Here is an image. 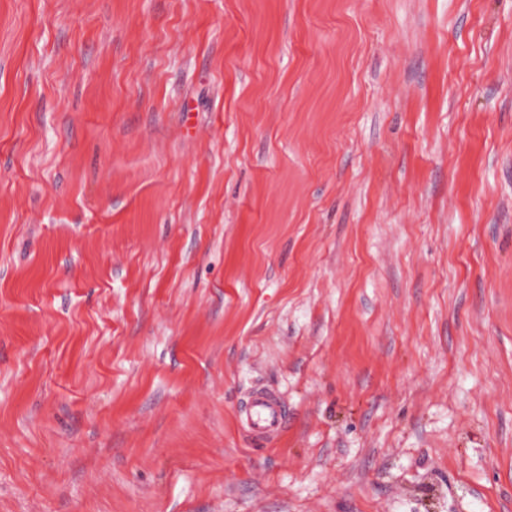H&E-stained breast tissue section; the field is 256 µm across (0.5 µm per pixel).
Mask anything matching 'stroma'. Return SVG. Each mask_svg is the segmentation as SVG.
I'll list each match as a JSON object with an SVG mask.
<instances>
[{"label":"stroma","mask_w":512,"mask_h":512,"mask_svg":"<svg viewBox=\"0 0 512 512\" xmlns=\"http://www.w3.org/2000/svg\"><path fill=\"white\" fill-rule=\"evenodd\" d=\"M0 512H512V0H0ZM242 425L252 434L267 438L278 434L288 425L286 412L280 400L264 389H254L243 404Z\"/></svg>","instance_id":"obj_1"}]
</instances>
